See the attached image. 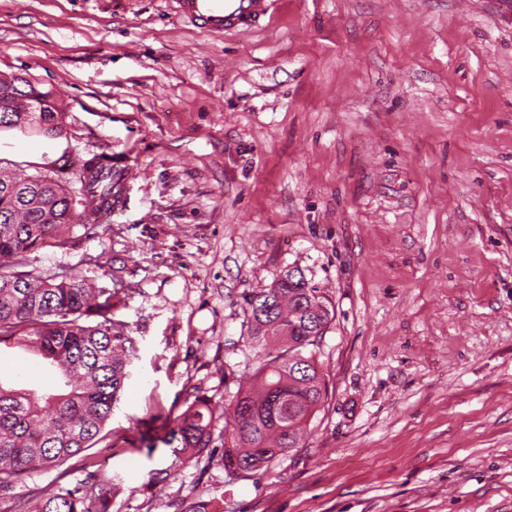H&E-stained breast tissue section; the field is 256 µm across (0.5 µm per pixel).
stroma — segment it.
Masks as SVG:
<instances>
[{"label": "stroma", "instance_id": "stroma-1", "mask_svg": "<svg viewBox=\"0 0 512 512\" xmlns=\"http://www.w3.org/2000/svg\"><path fill=\"white\" fill-rule=\"evenodd\" d=\"M11 74L64 131L1 132L0 169L123 175L96 235L24 268L123 280L140 348L105 441L13 495L92 475L107 512H512V0H274L223 35L171 0H0ZM293 267L335 307L303 448L243 480L145 441L247 383L244 300Z\"/></svg>", "mask_w": 512, "mask_h": 512}]
</instances>
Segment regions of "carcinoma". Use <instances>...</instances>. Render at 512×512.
<instances>
[{
	"mask_svg": "<svg viewBox=\"0 0 512 512\" xmlns=\"http://www.w3.org/2000/svg\"><path fill=\"white\" fill-rule=\"evenodd\" d=\"M0 131L35 133L47 140L63 131L64 113L51 92L31 79L0 77ZM80 193L95 211L112 209L122 176L112 157L95 155L79 171ZM89 232L86 213L73 206L71 190L47 174L16 176L0 170V346L23 347L57 374L51 388H21L0 379V491L25 473L58 466L103 439L120 401L138 342L115 318L121 282L104 289L63 270L17 271L28 254L73 242V228ZM245 345L256 350V382L237 391L229 406L195 393L159 426L162 442L178 461L213 447L224 422V470L252 478L303 446L302 426L326 395L311 346L334 319L331 301L291 269L245 298ZM110 480L73 489L41 490L11 502L7 512H106L103 488Z\"/></svg>",
	"mask_w": 512,
	"mask_h": 512,
	"instance_id": "obj_1",
	"label": "carcinoma"
}]
</instances>
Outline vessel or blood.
I'll return each instance as SVG.
<instances>
[{
  "label": "vessel or blood",
  "instance_id": "vessel-or-blood-1",
  "mask_svg": "<svg viewBox=\"0 0 512 512\" xmlns=\"http://www.w3.org/2000/svg\"><path fill=\"white\" fill-rule=\"evenodd\" d=\"M177 14L204 33H228L259 28L271 0H175Z\"/></svg>",
  "mask_w": 512,
  "mask_h": 512
}]
</instances>
